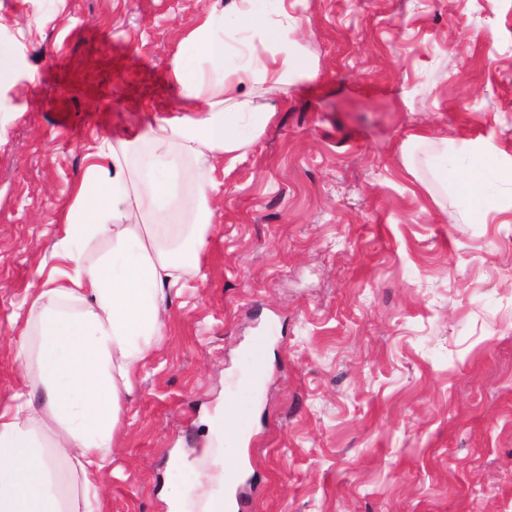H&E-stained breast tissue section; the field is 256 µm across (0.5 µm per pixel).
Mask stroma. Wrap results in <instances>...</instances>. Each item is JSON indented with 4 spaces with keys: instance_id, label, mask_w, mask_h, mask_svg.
Segmentation results:
<instances>
[{
    "instance_id": "1",
    "label": "stroma",
    "mask_w": 512,
    "mask_h": 512,
    "mask_svg": "<svg viewBox=\"0 0 512 512\" xmlns=\"http://www.w3.org/2000/svg\"><path fill=\"white\" fill-rule=\"evenodd\" d=\"M216 1L0 0V405L88 154L177 115L173 62ZM284 6L311 73L255 87L281 105L255 142L183 165L218 185L209 244L124 407L104 512H169L226 397L249 512H512V187L489 204L431 163L466 175L473 142L512 161V0ZM256 336L259 383L231 388Z\"/></svg>"
}]
</instances>
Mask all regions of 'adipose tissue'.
Instances as JSON below:
<instances>
[{
	"instance_id": "obj_1",
	"label": "adipose tissue",
	"mask_w": 512,
	"mask_h": 512,
	"mask_svg": "<svg viewBox=\"0 0 512 512\" xmlns=\"http://www.w3.org/2000/svg\"><path fill=\"white\" fill-rule=\"evenodd\" d=\"M266 2L209 9L188 34L171 71L186 113L158 125L141 167L129 164L138 142L120 140L102 143L86 168L54 247L59 265L24 300L28 396L0 411V512H103L98 479L112 465L122 403L168 334L171 290L207 245L197 210L215 184L198 178L181 196L180 166L238 151L272 121L275 106L247 85L281 88L307 70L291 50L296 18L283 0ZM231 26L258 46L233 47Z\"/></svg>"
}]
</instances>
